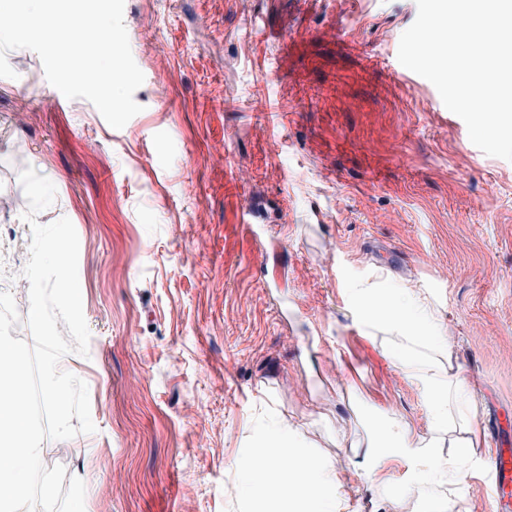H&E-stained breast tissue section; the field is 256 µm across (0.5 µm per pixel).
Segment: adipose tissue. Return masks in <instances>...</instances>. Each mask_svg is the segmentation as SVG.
<instances>
[{"instance_id":"obj_1","label":"adipose tissue","mask_w":512,"mask_h":512,"mask_svg":"<svg viewBox=\"0 0 512 512\" xmlns=\"http://www.w3.org/2000/svg\"><path fill=\"white\" fill-rule=\"evenodd\" d=\"M367 427L368 446L376 459L413 460L427 474L437 469L430 442L409 436L397 417L371 415ZM239 467L251 480L249 495L271 501L274 512H335L337 490L330 466L289 438L287 430L268 434L243 454Z\"/></svg>"}]
</instances>
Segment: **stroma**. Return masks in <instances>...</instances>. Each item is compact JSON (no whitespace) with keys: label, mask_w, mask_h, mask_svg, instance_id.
<instances>
[{"label":"stroma","mask_w":512,"mask_h":512,"mask_svg":"<svg viewBox=\"0 0 512 512\" xmlns=\"http://www.w3.org/2000/svg\"><path fill=\"white\" fill-rule=\"evenodd\" d=\"M415 0H125L145 80L123 128L67 99L40 57L0 78V245L20 174L55 186L39 223L79 239L96 430L41 460L86 486V512H270L238 467L277 423L335 469L336 512H416L384 488L366 414L476 461L512 422V162L483 153L397 58ZM287 98L289 114L276 112ZM428 305L465 380L462 424L430 425L425 390L353 314L342 268ZM449 512H493L484 474L445 484Z\"/></svg>","instance_id":"35a3bbf8"}]
</instances>
